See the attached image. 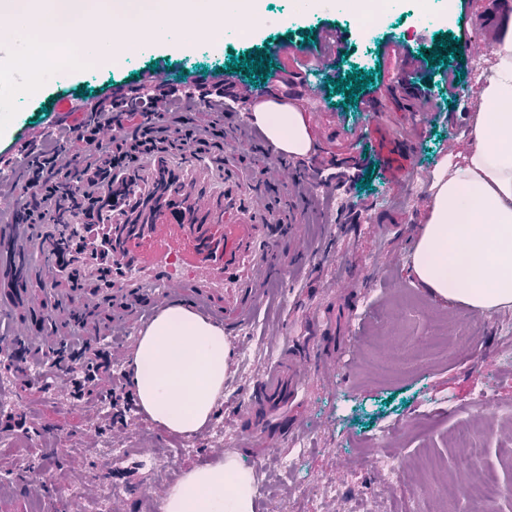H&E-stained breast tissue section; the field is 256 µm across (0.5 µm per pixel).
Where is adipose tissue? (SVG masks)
Instances as JSON below:
<instances>
[{"label": "adipose tissue", "mask_w": 512, "mask_h": 512, "mask_svg": "<svg viewBox=\"0 0 512 512\" xmlns=\"http://www.w3.org/2000/svg\"><path fill=\"white\" fill-rule=\"evenodd\" d=\"M495 56L472 124L475 146L432 184L431 212L411 266L431 295L478 313L512 304V25L500 32ZM254 117L284 151H309L298 109L267 101L255 105ZM233 355L222 326L176 303L163 307L132 354L139 408L171 432L198 434L224 395ZM255 498L253 473L230 457L186 472L164 512H254Z\"/></svg>", "instance_id": "1"}]
</instances>
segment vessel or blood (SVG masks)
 <instances>
[{"instance_id":"obj_1","label":"vessel or blood","mask_w":512,"mask_h":512,"mask_svg":"<svg viewBox=\"0 0 512 512\" xmlns=\"http://www.w3.org/2000/svg\"><path fill=\"white\" fill-rule=\"evenodd\" d=\"M241 143L223 152L200 155L186 148L177 154L141 155L112 185L108 223L88 227L90 237H107L105 251L87 248L72 255L49 231L20 232L0 225V316L13 327L0 336V356L25 349L19 364L54 357L51 337L34 338L24 329L33 315L54 311L58 319L112 302V323L132 331L147 320L153 304L172 297L191 302L223 320L225 333L253 323L268 282L281 274L285 255L302 257L305 243L295 232H283L280 217L253 187L255 173L242 166ZM79 259L93 289L74 292L65 286L62 269ZM335 367V357L311 347L304 354L281 352L251 399L237 406L249 440H261L259 408L280 410L297 390L305 363ZM128 457L114 459L112 473L138 501L141 486Z\"/></svg>"}]
</instances>
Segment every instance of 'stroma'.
<instances>
[{"instance_id":"obj_1","label":"stroma","mask_w":512,"mask_h":512,"mask_svg":"<svg viewBox=\"0 0 512 512\" xmlns=\"http://www.w3.org/2000/svg\"><path fill=\"white\" fill-rule=\"evenodd\" d=\"M499 2L395 0L394 10L367 30L347 21L343 0H257L260 21L249 30L225 28L223 41L197 43L189 53L149 45L96 73L63 68L20 103L0 137V189L22 208L38 197L26 186L24 165L56 143L58 121L76 127L86 120L85 107L148 94L154 70L182 94L224 95L223 111L211 114L175 103L174 144L188 140L198 153H218L244 128L250 142L240 161L257 170L272 158L268 137L250 118L251 102L275 99L300 109L319 160L308 188L318 219L303 226L310 251L267 288L255 322L232 336L224 402L246 401L283 348L300 351L321 336L335 345L340 363L333 370L309 366L287 413L268 414L265 452L248 447L220 410L183 454L180 435L145 416L112 419L107 393L126 384L131 355L123 332L112 327V303L104 301L84 319L108 332L100 350L112 376L93 382L91 396L77 400L67 380L24 382L0 366V479L12 484L0 490V512H33L37 504L44 512H86L94 500L101 512H163L171 479L218 456L236 457L254 473L255 512H468L470 488L487 474L499 487L489 512H512V355L499 352L502 336L512 333V307L469 311L433 297L410 269L431 211L428 182L469 151L479 91L473 65L488 70L495 63L490 49L459 53L446 64L428 57L435 40L479 39ZM328 29L340 31L345 43L322 70L314 36ZM244 54L265 55L272 64L255 76L229 68L231 57ZM408 59L414 68H404ZM356 70L370 74L371 84L353 104L332 82ZM459 71L465 77L452 97L448 75ZM244 90L251 102L241 99ZM64 98L74 109L61 116L53 106ZM373 101L385 109L384 123L369 112ZM424 104L432 110L412 148L415 165L404 173L390 140ZM203 126L207 136L196 139ZM438 320L473 328V343L430 350ZM384 357L394 374L376 371ZM463 426L476 435L479 453L451 447ZM106 448L145 450L147 505L116 493ZM164 449L162 474L155 460ZM91 471L100 476L94 487L84 483ZM327 484L340 498L322 494Z\"/></svg>"}]
</instances>
